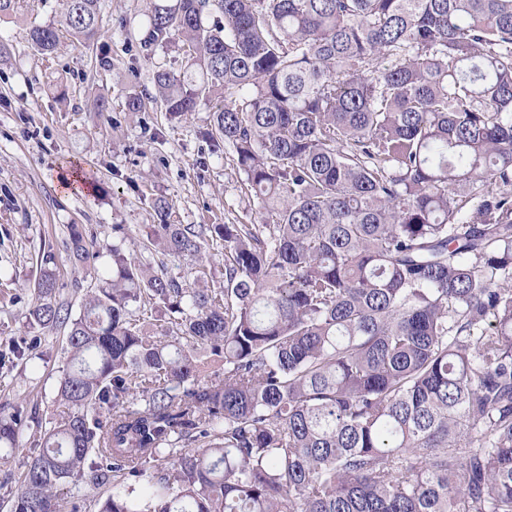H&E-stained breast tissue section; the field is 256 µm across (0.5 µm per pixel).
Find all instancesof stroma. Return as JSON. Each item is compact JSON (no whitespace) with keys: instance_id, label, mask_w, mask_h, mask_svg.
Returning <instances> with one entry per match:
<instances>
[{"instance_id":"35a3bbf8","label":"stroma","mask_w":512,"mask_h":512,"mask_svg":"<svg viewBox=\"0 0 512 512\" xmlns=\"http://www.w3.org/2000/svg\"><path fill=\"white\" fill-rule=\"evenodd\" d=\"M146 2L101 0L103 38L91 49L66 43L49 70L28 32L56 22L63 0H30L0 22L11 51L0 65V351L20 337L33 344L29 359L0 361V403L35 408L42 419L55 410L66 340L63 331L29 326L34 282L53 270L61 300L76 308L94 276L69 260L70 225L152 263L158 255L142 241L157 221L156 199L169 202L178 224L260 221L228 149H215L209 137L212 104L179 122L152 100L145 111H127V94H154L156 66L186 67L177 42L141 48ZM72 171L92 192L64 189Z\"/></svg>"}]
</instances>
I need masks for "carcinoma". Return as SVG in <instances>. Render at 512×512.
Returning <instances> with one entry per match:
<instances>
[{
  "label": "carcinoma",
  "instance_id": "1",
  "mask_svg": "<svg viewBox=\"0 0 512 512\" xmlns=\"http://www.w3.org/2000/svg\"><path fill=\"white\" fill-rule=\"evenodd\" d=\"M100 35L63 0L29 38L50 63ZM169 119L215 103L261 224H173L165 262L105 250L66 332L60 410L0 405V465L35 452L9 512H512V0H147Z\"/></svg>",
  "mask_w": 512,
  "mask_h": 512
}]
</instances>
